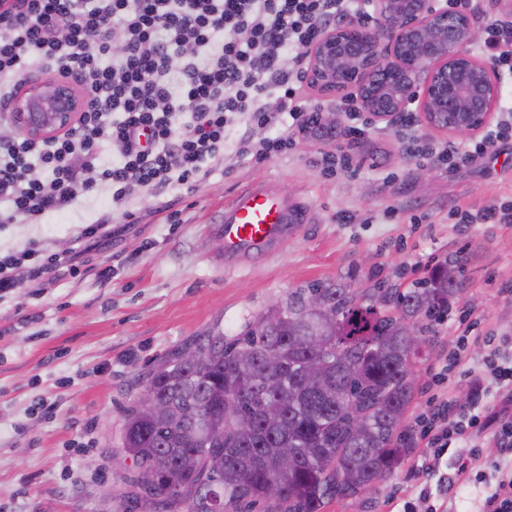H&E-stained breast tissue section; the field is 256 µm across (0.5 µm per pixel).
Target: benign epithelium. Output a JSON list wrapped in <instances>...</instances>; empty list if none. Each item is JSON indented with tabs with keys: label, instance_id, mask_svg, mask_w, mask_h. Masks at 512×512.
<instances>
[{
	"label": "benign epithelium",
	"instance_id": "7a95c632",
	"mask_svg": "<svg viewBox=\"0 0 512 512\" xmlns=\"http://www.w3.org/2000/svg\"><path fill=\"white\" fill-rule=\"evenodd\" d=\"M370 16L323 28L305 49V79L319 96H346L371 124L415 106L429 130L477 135L497 116L501 77L475 53L478 26L457 0H367ZM88 104L56 75L21 83L10 103L14 128L35 140L66 132ZM337 109H318L315 129H336Z\"/></svg>",
	"mask_w": 512,
	"mask_h": 512
}]
</instances>
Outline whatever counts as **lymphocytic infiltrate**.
<instances>
[{"label":"lymphocytic infiltrate","instance_id":"obj_1","mask_svg":"<svg viewBox=\"0 0 512 512\" xmlns=\"http://www.w3.org/2000/svg\"><path fill=\"white\" fill-rule=\"evenodd\" d=\"M361 12L358 0H0V229L69 209L100 186L116 209L144 189L196 191L230 138L241 158L287 151L314 109L303 92L305 48L323 27ZM483 33L479 52L512 74V24L490 20ZM42 70L73 78L90 106L64 134L32 140L15 134L6 105L26 75ZM505 112L480 140L444 148L437 160L457 168L494 153L512 140V107ZM255 125L271 137L253 143L247 130ZM38 167L45 178L33 177ZM124 230L97 221L71 251L0 253V292L78 274L84 254ZM484 342L469 372V405L446 391L469 345L462 336L434 372L437 391L412 430L424 447L422 473L447 493L469 480L493 443L497 477L480 512H512V355L494 337ZM448 455L454 466L445 474Z\"/></svg>","mask_w":512,"mask_h":512}]
</instances>
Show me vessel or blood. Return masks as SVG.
I'll return each mask as SVG.
<instances>
[{"label": "vessel or blood", "mask_w": 512, "mask_h": 512, "mask_svg": "<svg viewBox=\"0 0 512 512\" xmlns=\"http://www.w3.org/2000/svg\"><path fill=\"white\" fill-rule=\"evenodd\" d=\"M309 221L308 209L274 183L248 184L224 207L216 232L224 241V264L252 262L285 244Z\"/></svg>", "instance_id": "obj_1"}]
</instances>
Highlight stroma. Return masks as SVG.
I'll list each match as a JSON object with an SVG mask.
<instances>
[{"instance_id": "35a3bbf8", "label": "stroma", "mask_w": 512, "mask_h": 512, "mask_svg": "<svg viewBox=\"0 0 512 512\" xmlns=\"http://www.w3.org/2000/svg\"><path fill=\"white\" fill-rule=\"evenodd\" d=\"M467 146L466 136L367 124L355 167L323 174L316 160L334 140L297 135L293 149L265 159L228 155L192 195L168 191L179 212L170 223L149 193L135 200L133 228L108 238L77 276L47 288L0 295V512H98L111 492L116 512H140L124 498L123 470L113 462L122 412L144 374L198 337L239 332L246 318L298 288L346 282L369 295L409 288L429 260L462 257L464 289L452 320L424 322L426 351L413 363L415 396L404 428L426 398L431 370L455 348L469 321L479 323L461 366L448 381L458 404L469 400L467 372L485 353L486 336H512V227L462 224L456 209L479 212L512 201V142L497 159L460 169L408 158L409 143ZM270 179L310 211L283 249L228 270L215 247L224 203L256 179ZM108 217L109 190L35 224L0 232V248L29 242L60 252L84 225ZM422 446L372 495L328 504L324 512H389L392 494H411L417 512L437 497L436 479L420 477Z\"/></svg>"}]
</instances>
